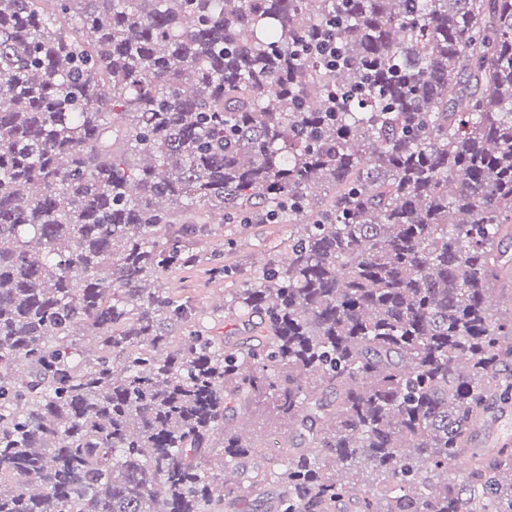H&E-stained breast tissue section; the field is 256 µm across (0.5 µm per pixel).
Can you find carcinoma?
Returning a JSON list of instances; mask_svg holds the SVG:
<instances>
[{
  "label": "carcinoma",
  "instance_id": "cac0c4a2",
  "mask_svg": "<svg viewBox=\"0 0 512 512\" xmlns=\"http://www.w3.org/2000/svg\"><path fill=\"white\" fill-rule=\"evenodd\" d=\"M217 214L295 228L240 342ZM511 238L512 0H0V512H512ZM167 287L175 288V292L189 300L198 308L205 319V325L212 336H229L231 339L242 338L244 334L242 322L224 321V298L228 288H233L224 279L208 280L199 271L175 269L166 276ZM489 418L495 421L487 430L492 442H499L507 436L512 437V404L509 403L503 405V408H497L490 413Z\"/></svg>",
  "mask_w": 512,
  "mask_h": 512
}]
</instances>
